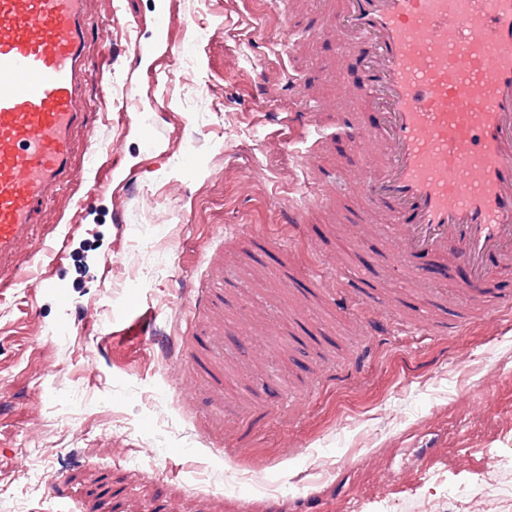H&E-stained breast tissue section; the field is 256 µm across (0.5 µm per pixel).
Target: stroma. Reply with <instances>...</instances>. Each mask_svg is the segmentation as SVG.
<instances>
[{
  "instance_id": "1",
  "label": "stroma",
  "mask_w": 512,
  "mask_h": 512,
  "mask_svg": "<svg viewBox=\"0 0 512 512\" xmlns=\"http://www.w3.org/2000/svg\"><path fill=\"white\" fill-rule=\"evenodd\" d=\"M172 24L169 103L151 113L158 149L115 124L125 96L145 93L130 43L148 38L155 0H87V52L112 49L82 106L94 133L74 135L72 180L88 148L112 146L144 171L136 193L112 182L89 201L54 268L83 321L69 334L54 298L27 286L0 302V512H415L427 499L512 483L492 451H512V318L479 314L458 333L368 336L360 306L316 290L336 261L382 293L416 291L351 247L352 225L313 204L303 223L280 211L343 162L358 165L338 125L339 89L356 84L336 31L288 28L289 11L331 0H166ZM322 105L319 131L271 125L262 90L288 107V83ZM224 306L195 310L197 289ZM159 344L107 338L135 304ZM279 332L266 379L252 359ZM222 336L215 375L206 338ZM233 414L215 411L213 377Z\"/></svg>"
}]
</instances>
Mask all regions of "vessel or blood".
<instances>
[{"mask_svg": "<svg viewBox=\"0 0 512 512\" xmlns=\"http://www.w3.org/2000/svg\"><path fill=\"white\" fill-rule=\"evenodd\" d=\"M85 3L0 0L1 297L21 277L10 261L22 245L35 243L56 265L81 227L74 218L34 236L49 191L70 181L75 132L91 126L79 92L103 63L86 53ZM329 21L344 55L371 44L359 56V82L340 93L380 120L348 113L361 164L323 180L320 202L335 204L356 229L379 225L391 242L380 266L468 271L459 288L431 294L422 321L405 319L407 301L398 299L393 329L454 333L475 307L503 312L492 287L512 275V0H341ZM169 32L162 6L153 45L131 47L154 87L155 51ZM288 98V122L316 126L317 101L295 84ZM93 173L98 185L133 177L116 151ZM29 279L70 313L63 280L41 271Z\"/></svg>", "mask_w": 512, "mask_h": 512, "instance_id": "vessel-or-blood-1", "label": "vessel or blood"}]
</instances>
